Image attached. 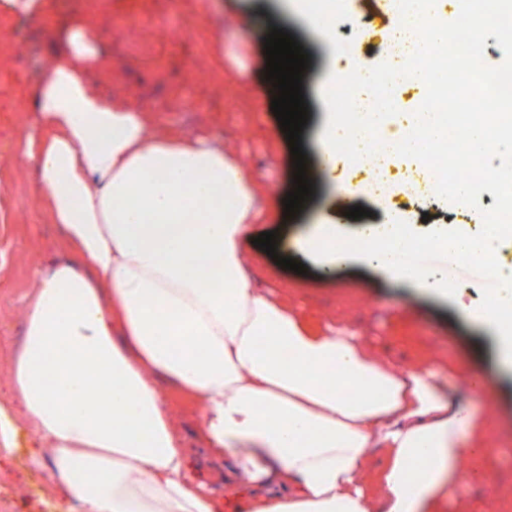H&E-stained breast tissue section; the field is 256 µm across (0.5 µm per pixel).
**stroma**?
<instances>
[{
  "instance_id": "stroma-1",
  "label": "stroma",
  "mask_w": 512,
  "mask_h": 512,
  "mask_svg": "<svg viewBox=\"0 0 512 512\" xmlns=\"http://www.w3.org/2000/svg\"><path fill=\"white\" fill-rule=\"evenodd\" d=\"M45 14L61 22L63 34L83 32L97 49L106 52L110 69L99 76L104 93L135 95L140 107L151 110L170 105L169 120L192 133L202 116L214 122L217 139H234L244 163L261 181L254 233L273 231L290 258L302 262L307 274L276 265L262 248L244 242L252 271L263 287L284 289L293 295L315 325L326 315L345 321L376 346L385 348L395 361L409 364L419 358L437 357L438 376L448 386V396L459 406L473 410V430L495 442L496 451L475 461V468L492 476L498 487L495 512L512 507V372L498 378L494 406H484L465 386L460 370L474 373L485 355L499 347L498 329L479 316L484 280L463 274L448 282L441 297L413 282L391 275L376 260L357 252H313L306 245L321 226L336 227L337 238L357 232L354 224L336 220L335 201L341 184H362L366 172L340 162L335 178L320 176L317 163L324 153L323 136L328 109L322 97L330 75L343 76L353 69L370 68L386 58L384 37L393 30L391 15L362 10L358 0H337L333 36L324 39L316 21L304 8H291L286 0H178L163 6L159 0H37ZM133 8L146 15V23L118 34L114 14ZM370 25L375 36L352 54L344 47L360 25ZM290 33L309 49L310 63L302 77V92L309 120L301 147L307 157V173L317 188L294 218L283 219V200L294 188L293 159L289 143L272 109L265 79V39L270 28ZM49 25L7 8L0 0V175L11 182L9 196L0 198V397L6 392L9 357L23 339L22 307L30 291L33 265L57 259L58 228L45 219L36 202L30 170L15 159L14 146L27 135L31 121L15 105L23 91L34 90L47 64ZM198 101L196 112L183 110L182 97ZM364 206L372 221L382 224L400 219L416 232L430 230L422 212L437 223L456 224L478 232L479 210L446 204L436 194L416 200L405 195L369 198ZM36 437L20 427L13 453L0 459V512H53L54 507L38 472L30 465ZM193 474L215 497L225 512H235L236 495L224 483V464L201 450L191 455Z\"/></svg>"
}]
</instances>
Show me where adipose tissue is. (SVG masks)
Instances as JSON below:
<instances>
[{"instance_id": "obj_1", "label": "adipose tissue", "mask_w": 512, "mask_h": 512, "mask_svg": "<svg viewBox=\"0 0 512 512\" xmlns=\"http://www.w3.org/2000/svg\"><path fill=\"white\" fill-rule=\"evenodd\" d=\"M96 57L72 35L22 96L37 131L16 156L64 257L30 272L0 453L26 420L55 512H221L189 472L177 420L188 407L194 438L223 456L225 484L245 496L242 512H432L462 462L492 448L464 439L471 417L432 360L396 366L355 330L313 329L287 296L260 287L241 247L260 181L236 145L103 94L85 66ZM358 235L393 274L422 280L391 259L389 242L411 239L406 225ZM197 256L204 266H191ZM481 316L503 332L473 376L491 405L512 368V301L491 299ZM187 336L204 358L180 351ZM329 368L346 391L322 386ZM92 388L104 415L86 408Z\"/></svg>"}]
</instances>
